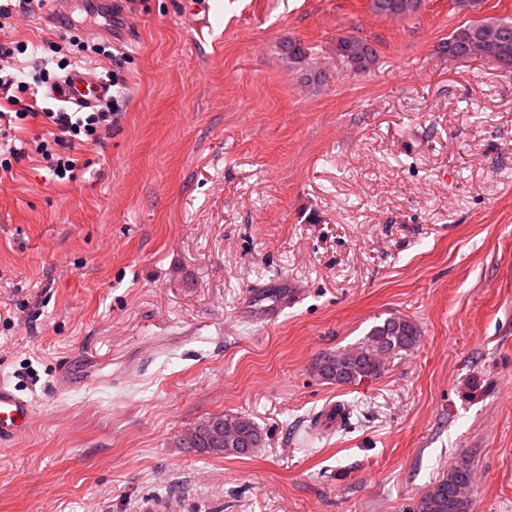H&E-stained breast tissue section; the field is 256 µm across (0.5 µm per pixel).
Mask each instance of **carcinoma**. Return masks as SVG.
Masks as SVG:
<instances>
[{"label":"carcinoma","instance_id":"obj_1","mask_svg":"<svg viewBox=\"0 0 512 512\" xmlns=\"http://www.w3.org/2000/svg\"><path fill=\"white\" fill-rule=\"evenodd\" d=\"M420 0H371L373 11L390 18L415 11ZM494 50L491 62L512 70V19L481 20L461 26L450 34L445 45L448 56L465 58ZM339 55L357 72H366L376 62L374 48L362 39L349 37L338 43ZM420 331L405 317L396 316L371 328L356 348L323 355L313 366V375L340 386L360 385L379 378L384 360L392 353L413 349ZM182 448L215 455L243 456L261 447L262 436L255 423L245 416L207 417L178 441ZM472 468L462 459L448 473L433 482L414 500L410 512H471Z\"/></svg>","mask_w":512,"mask_h":512}]
</instances>
